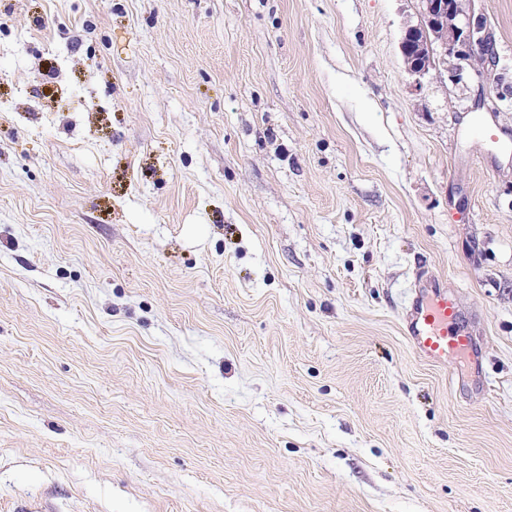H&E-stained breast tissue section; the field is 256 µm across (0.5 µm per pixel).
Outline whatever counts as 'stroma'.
Masks as SVG:
<instances>
[{"label": "stroma", "instance_id": "obj_1", "mask_svg": "<svg viewBox=\"0 0 512 512\" xmlns=\"http://www.w3.org/2000/svg\"><path fill=\"white\" fill-rule=\"evenodd\" d=\"M419 11L0 0V512H512V0ZM472 0H420V22L405 27L400 51L406 70L413 76H424L437 64L448 61V72L461 81L465 62L471 66L473 46L487 51L488 36H481V27L462 24L461 17L470 10ZM447 288L434 277L421 275L403 317V332L414 352L429 363L445 366L449 358L474 359L477 354L464 314Z\"/></svg>", "mask_w": 512, "mask_h": 512}]
</instances>
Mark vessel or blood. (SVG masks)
Instances as JSON below:
<instances>
[{"instance_id":"1","label":"vessel or blood","mask_w":512,"mask_h":512,"mask_svg":"<svg viewBox=\"0 0 512 512\" xmlns=\"http://www.w3.org/2000/svg\"><path fill=\"white\" fill-rule=\"evenodd\" d=\"M403 332L414 352L432 364L444 365L449 358H472L477 354L476 343L454 295L431 276L419 277L403 317Z\"/></svg>"}]
</instances>
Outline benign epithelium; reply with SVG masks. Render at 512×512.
Segmentation results:
<instances>
[{"label": "benign epithelium", "mask_w": 512, "mask_h": 512, "mask_svg": "<svg viewBox=\"0 0 512 512\" xmlns=\"http://www.w3.org/2000/svg\"><path fill=\"white\" fill-rule=\"evenodd\" d=\"M420 22L405 27L400 51L406 70L424 76L439 64H448V72L461 81L464 65L472 64L473 46L487 51L488 36L481 27L461 23L472 0H420Z\"/></svg>", "instance_id": "benign-epithelium-1"}]
</instances>
